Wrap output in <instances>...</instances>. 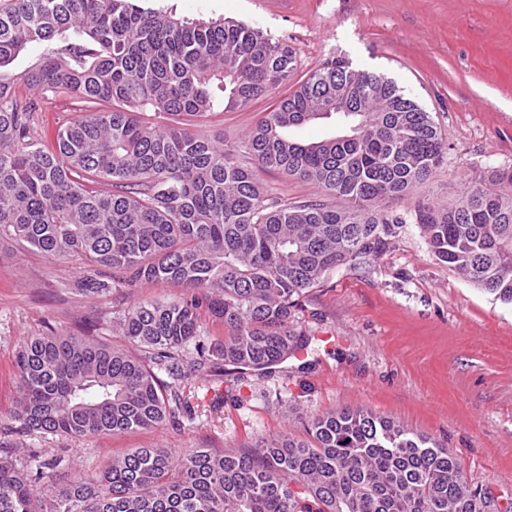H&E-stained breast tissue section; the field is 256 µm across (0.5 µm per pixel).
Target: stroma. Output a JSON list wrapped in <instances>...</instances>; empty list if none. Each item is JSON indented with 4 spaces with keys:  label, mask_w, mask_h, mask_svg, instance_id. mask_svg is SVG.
<instances>
[{
    "label": "stroma",
    "mask_w": 512,
    "mask_h": 512,
    "mask_svg": "<svg viewBox=\"0 0 512 512\" xmlns=\"http://www.w3.org/2000/svg\"><path fill=\"white\" fill-rule=\"evenodd\" d=\"M193 23L231 19L292 45L299 77L323 63L394 80L441 129L447 158L429 181L391 205L405 217L393 246L369 265L333 272L300 300L294 325L308 344L273 373L215 370L177 381L191 415L156 429L94 438L22 434L11 410L24 340L49 331L116 346L124 310L182 297L158 283L103 298L76 290L78 265L0 242V448L21 462L57 458L59 474L99 475L135 448L174 451L306 438L322 412L366 409L442 443L472 486L512 499V304L441 263L415 212L492 188L512 169V0H138ZM273 103L213 117L202 131L238 143Z\"/></svg>",
    "instance_id": "obj_1"
}]
</instances>
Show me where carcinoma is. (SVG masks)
<instances>
[{
  "instance_id": "obj_1",
  "label": "carcinoma",
  "mask_w": 512,
  "mask_h": 512,
  "mask_svg": "<svg viewBox=\"0 0 512 512\" xmlns=\"http://www.w3.org/2000/svg\"><path fill=\"white\" fill-rule=\"evenodd\" d=\"M32 46L41 53L20 75ZM288 43L232 20L184 23L134 0H11L0 8V241L89 268L83 295L170 283L191 299L143 300L116 327L138 348L91 336H32L16 355L12 412L25 434L92 438L163 425L184 408L156 375L200 377L215 361L270 370L307 346L302 295L393 245L390 203L446 158L430 113L392 81L346 60L295 80ZM283 93L236 145L146 111L192 118ZM58 97L86 104L41 143L34 115ZM336 117L344 134L301 143L289 130ZM318 185L337 200H280L257 170ZM435 256L512 303V192L469 188L416 213ZM224 339L186 361L198 309ZM309 438L252 447L136 448L97 477L57 486L0 456V512H512L463 479L441 443L364 409L317 415Z\"/></svg>"
}]
</instances>
